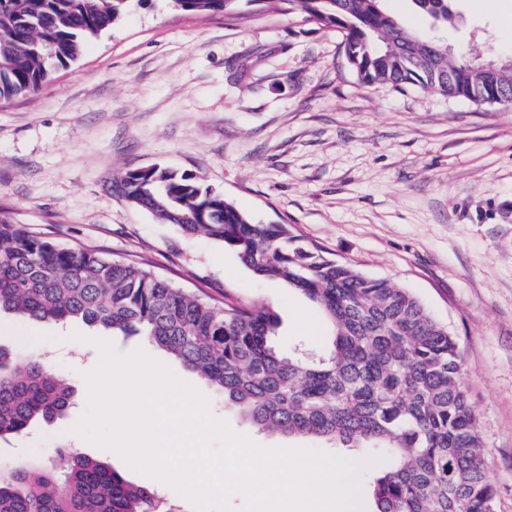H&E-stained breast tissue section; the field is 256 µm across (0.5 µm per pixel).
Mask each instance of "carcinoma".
<instances>
[{"instance_id":"carcinoma-1","label":"carcinoma","mask_w":512,"mask_h":512,"mask_svg":"<svg viewBox=\"0 0 512 512\" xmlns=\"http://www.w3.org/2000/svg\"><path fill=\"white\" fill-rule=\"evenodd\" d=\"M127 0H0V102L34 95L79 60ZM237 0H174L187 14L231 12ZM342 36L367 86L430 89L473 103L498 91L512 107V57L455 56L409 28L383 0H279ZM456 0H412L441 28ZM131 205L182 234L233 251L259 278H276L320 310L326 344L313 359L275 345L279 314L186 293L134 260L65 248L0 209V312L114 334L141 335L193 371L260 431L332 448H369L389 460L373 477L377 512H495L485 448L456 338L406 288L371 277L292 235L261 224L195 176L165 167L114 184ZM73 390L44 360L0 345V440L64 416ZM67 460L0 470V512H175L157 492L72 448Z\"/></svg>"}]
</instances>
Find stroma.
<instances>
[{
	"mask_svg": "<svg viewBox=\"0 0 512 512\" xmlns=\"http://www.w3.org/2000/svg\"><path fill=\"white\" fill-rule=\"evenodd\" d=\"M385 6L407 27L445 38L450 52L512 53V0H457L460 20L444 30L411 0ZM154 164L196 175L256 221L288 225L326 256L410 289L447 324L479 416L496 512H512V111L414 86L363 85L336 32L277 0H238L231 15L130 0L53 83L0 103V208L19 223L63 246L143 262L191 292L272 307L280 346L314 347L325 328L301 294L111 191L126 170ZM102 340L170 368L256 445L310 447L257 431L145 337L4 312L0 343L50 357L74 404L0 441V467L67 446L157 488L117 451L70 433L88 408L86 376Z\"/></svg>",
	"mask_w": 512,
	"mask_h": 512,
	"instance_id": "35a3bbf8",
	"label": "stroma"
}]
</instances>
